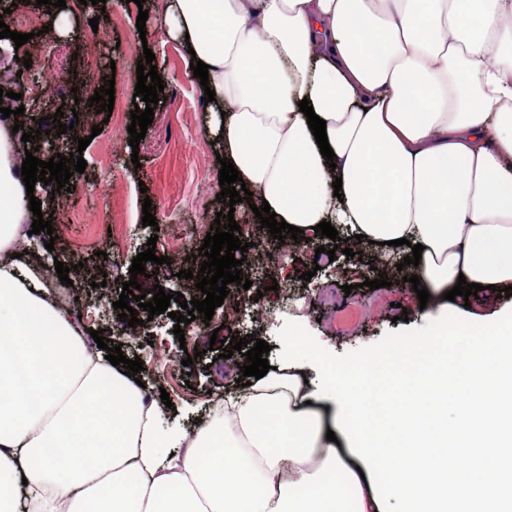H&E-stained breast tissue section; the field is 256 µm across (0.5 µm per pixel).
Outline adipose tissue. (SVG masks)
Listing matches in <instances>:
<instances>
[{"instance_id":"1","label":"adipose tissue","mask_w":512,"mask_h":512,"mask_svg":"<svg viewBox=\"0 0 512 512\" xmlns=\"http://www.w3.org/2000/svg\"><path fill=\"white\" fill-rule=\"evenodd\" d=\"M162 25L208 65L209 130L254 204L306 232L350 225L384 256L422 244L407 273L436 286L512 285V0H167ZM13 126L0 120V512H380L308 406L312 367L161 429L163 408L10 256L28 213Z\"/></svg>"}]
</instances>
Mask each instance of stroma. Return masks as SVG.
Listing matches in <instances>:
<instances>
[{"label":"stroma","mask_w":512,"mask_h":512,"mask_svg":"<svg viewBox=\"0 0 512 512\" xmlns=\"http://www.w3.org/2000/svg\"><path fill=\"white\" fill-rule=\"evenodd\" d=\"M165 0H107L105 6L81 5L80 0H66L65 9H50L33 0H17L12 8V28L19 33H35L42 26L66 29L65 37L44 44L39 54L28 55L26 47L7 43L6 53L31 57L32 73L56 75L65 81L68 92L56 96L31 97L32 84L18 78V91L24 97L25 127H32L36 118L63 110L65 120L84 112L88 98L93 96L107 74L115 76V107L110 119L95 115L94 124L102 125L85 151L84 173L70 178L71 193L67 195L66 221L56 225L54 235L33 234L25 245L46 277V285L61 309L76 315V325L87 347H94L91 330L103 337L113 335V324L102 312L118 301L123 284L131 279L129 268L133 258L144 252L148 238L156 240V256L168 257L171 264L183 266L184 247L199 248L203 244L204 227L213 225L216 213L233 212L240 224H250L255 237L268 238L251 208L229 207L217 200L220 193L217 160L221 144L215 143L208 130L209 114L197 83L187 67L182 47L169 40L161 29ZM147 10L144 30H137L140 10ZM98 19L107 36L94 33L89 21ZM151 49L162 69L163 98L154 111V119L138 148L128 143L130 113L136 86V68L144 49ZM112 184V192L99 194L101 182ZM150 202L151 213L158 225L142 223V204ZM340 237L354 251L353 256L337 253L332 240H324L325 251L317 260H298L282 255L275 259L272 270L256 264V278L265 288L258 302L240 308L232 329H225L222 311H215L209 326L216 329L221 340L261 339L269 343L270 366H279L283 345L278 333L286 320L302 323L330 351L342 354L382 339L389 332L404 327H421L448 309L466 310L468 317L484 320L511 308L512 301L498 297L495 291L484 290L478 299L465 302L463 297L449 301L440 288H430L427 305H420L416 292L397 287L400 271L390 269L385 275L371 270L378 252L354 239L348 225L337 228ZM109 249L118 257L117 268L98 285L97 254ZM66 255L82 262L84 278L72 286L61 284L55 270V257ZM312 271L310 282H303L302 272ZM384 277L386 287L372 290L365 279ZM356 282L351 294H344L346 280ZM169 314L154 316L145 322L136 339L128 341L126 355L141 358L150 369L144 377L145 392L152 398L168 393L174 410L168 411L167 422L193 429L206 424L216 404L225 395L240 391L238 367L241 354L229 359L215 358L208 350L209 338L178 341L173 333L171 315L179 311L171 303ZM407 311V320H399L400 311ZM166 341L165 353H158L151 342ZM198 349L192 365H185L186 350Z\"/></svg>","instance_id":"stroma-1"}]
</instances>
